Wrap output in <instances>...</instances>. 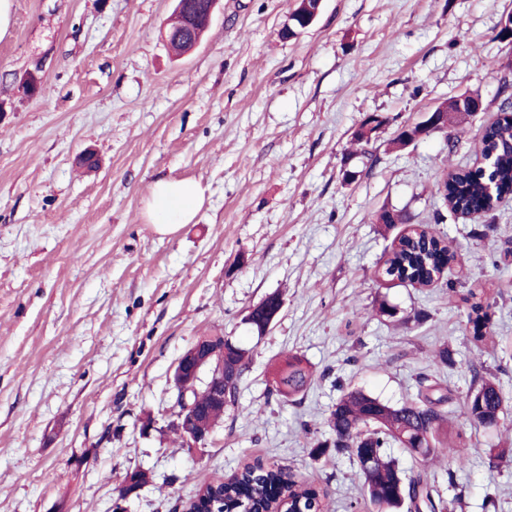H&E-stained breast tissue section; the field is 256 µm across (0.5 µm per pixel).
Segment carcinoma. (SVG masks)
<instances>
[{
	"label": "carcinoma",
	"instance_id": "1",
	"mask_svg": "<svg viewBox=\"0 0 512 512\" xmlns=\"http://www.w3.org/2000/svg\"><path fill=\"white\" fill-rule=\"evenodd\" d=\"M482 168L461 167L448 171L441 185L446 194L447 209L455 215L477 214L483 222L505 196L512 195V121L500 118L485 127L481 138ZM377 223L389 229L404 224L393 238L379 270L380 285L396 283L413 288H429L434 279L442 278L455 254L448 242L427 225H409L402 216L383 210ZM277 294L250 313L251 327L261 334L273 312ZM472 340L485 344L492 338L490 293L487 288H470L461 297ZM224 350V369L242 375L248 367L249 351L226 337L214 345ZM269 393L284 400L304 395L314 383V372L304 357L289 353L271 371ZM195 406L206 409L203 420L217 425L224 413L210 407L209 389L192 390ZM446 400L419 393L418 400L394 405L360 389L341 395L327 418L329 437L312 448L315 457L328 450L351 455L364 479L365 495L371 512H442V502L435 500L433 487L417 475L406 477L399 463L386 449L396 444L424 466L451 451L445 413L440 405ZM509 408L508 398L499 383L474 371L473 384L466 397V414L475 428L497 426ZM202 502L218 499L226 512H262L278 501L294 502L301 508L324 509L319 492L311 485L295 479L280 467L257 462L245 466L227 482L208 484L198 489Z\"/></svg>",
	"mask_w": 512,
	"mask_h": 512
}]
</instances>
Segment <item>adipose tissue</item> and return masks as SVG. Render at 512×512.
<instances>
[{
    "label": "adipose tissue",
    "mask_w": 512,
    "mask_h": 512,
    "mask_svg": "<svg viewBox=\"0 0 512 512\" xmlns=\"http://www.w3.org/2000/svg\"><path fill=\"white\" fill-rule=\"evenodd\" d=\"M203 202V189L192 179L161 178L154 182L147 202V216L159 233H173L191 223Z\"/></svg>",
    "instance_id": "ef3b65f1"
}]
</instances>
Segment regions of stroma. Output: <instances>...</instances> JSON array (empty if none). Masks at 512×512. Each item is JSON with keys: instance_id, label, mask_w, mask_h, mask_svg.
<instances>
[{"instance_id": "stroma-1", "label": "stroma", "mask_w": 512, "mask_h": 512, "mask_svg": "<svg viewBox=\"0 0 512 512\" xmlns=\"http://www.w3.org/2000/svg\"><path fill=\"white\" fill-rule=\"evenodd\" d=\"M13 2L0 38V512H170L256 462L311 483L326 512H368L354 459L310 450L345 389L398 405L426 381L447 393L469 462L391 456L446 512H512V464L486 455L512 446V413L475 429L465 410L476 369L512 398V350L474 346L448 298L490 288L494 331L512 339V197L482 233L438 194L448 170L478 162L477 133L512 83V43L498 37L512 0H322L287 39L294 0H220L183 57L162 36L173 0ZM468 92L483 110L452 115L459 141L390 149L402 126ZM371 113L385 119L372 162L353 139ZM168 176L200 182L204 198L193 223L162 234L146 202ZM384 209L435 226L455 252L435 287H379L395 236L376 222ZM274 292L282 308L257 333L245 316ZM382 300L395 318L377 314ZM213 333L250 362L193 453L164 426L179 357ZM443 345L453 367L432 362ZM290 352L316 380L283 401L267 377ZM136 470L148 482L120 499Z\"/></svg>"}]
</instances>
